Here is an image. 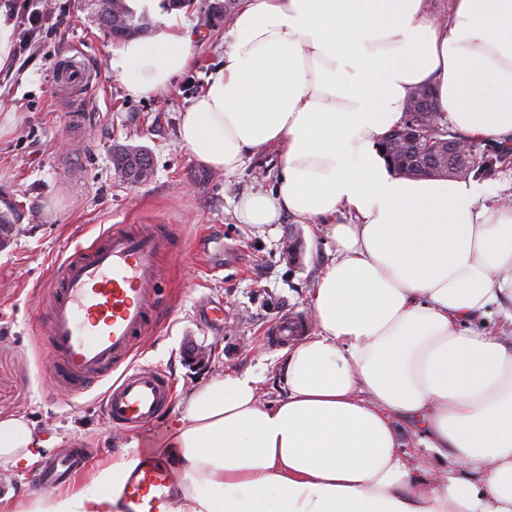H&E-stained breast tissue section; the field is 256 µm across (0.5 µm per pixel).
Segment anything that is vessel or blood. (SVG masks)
Here are the masks:
<instances>
[{
    "label": "vessel or blood",
    "instance_id": "vessel-or-blood-1",
    "mask_svg": "<svg viewBox=\"0 0 512 512\" xmlns=\"http://www.w3.org/2000/svg\"><path fill=\"white\" fill-rule=\"evenodd\" d=\"M165 250L152 233L110 229L68 255L48 291L45 341L57 388L78 396L107 383L104 415L122 430L155 421L174 388L164 372L131 364L143 337L156 324ZM85 463L84 448L73 447L41 478L58 481ZM174 488L167 463L149 457L121 493L123 512H170Z\"/></svg>",
    "mask_w": 512,
    "mask_h": 512
}]
</instances>
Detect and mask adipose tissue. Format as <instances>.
<instances>
[{
    "label": "adipose tissue",
    "mask_w": 512,
    "mask_h": 512,
    "mask_svg": "<svg viewBox=\"0 0 512 512\" xmlns=\"http://www.w3.org/2000/svg\"><path fill=\"white\" fill-rule=\"evenodd\" d=\"M153 35L112 49L129 96L165 91L193 61L192 30L161 0H125ZM430 85L451 129L512 140V0H239L224 62L182 112L183 147L235 173L279 149L275 193L235 208L257 231L282 215L336 245L310 293L318 328L282 354L277 399L263 374L227 370L167 418L173 512H512V208L478 180L395 175L379 151ZM420 429L417 458L402 434ZM24 416L0 413V462L53 452ZM130 438L25 512H121L140 465Z\"/></svg>",
    "instance_id": "adipose-tissue-1"
}]
</instances>
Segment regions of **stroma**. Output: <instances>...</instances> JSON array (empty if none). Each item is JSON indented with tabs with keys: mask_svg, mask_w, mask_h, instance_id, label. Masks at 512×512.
I'll list each match as a JSON object with an SVG mask.
<instances>
[{
	"mask_svg": "<svg viewBox=\"0 0 512 512\" xmlns=\"http://www.w3.org/2000/svg\"><path fill=\"white\" fill-rule=\"evenodd\" d=\"M216 2L194 0L184 10L194 63L149 98L128 96L112 76L116 40L89 0H48L45 30L0 66V119L13 118L0 130V211L18 217L0 231V413L26 416L59 451L77 442L97 455L131 435L104 418L101 386L80 396L58 390L43 338L44 291L57 265L111 227L153 228L170 248L161 321L133 363L164 371L176 387L190 389L223 370L271 374L282 347L267 342L266 329L285 316L300 319L305 333L315 329L308 294L334 243L289 215L263 235L235 217L243 195L276 189V150L227 175L204 168L179 142L181 112L223 58L229 20L214 12ZM67 52L89 79L62 94L57 68ZM72 112L82 115L80 129L68 122ZM120 144L149 152V182L132 185L116 173ZM296 238L302 250L293 260L288 245ZM213 306L223 308V322L205 321ZM193 347L212 348L209 361L192 359Z\"/></svg>",
	"mask_w": 512,
	"mask_h": 512,
	"instance_id": "35a3bbf8",
	"label": "stroma"
}]
</instances>
